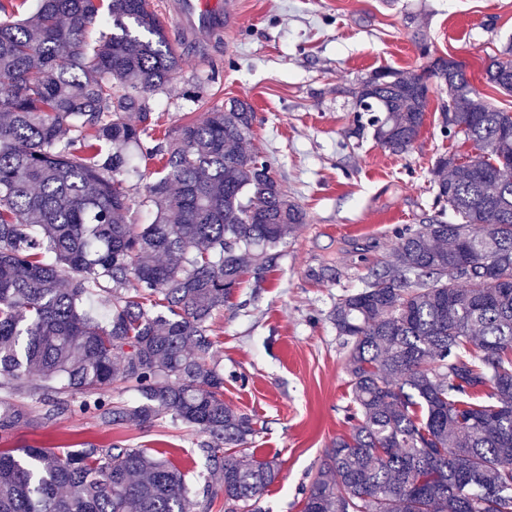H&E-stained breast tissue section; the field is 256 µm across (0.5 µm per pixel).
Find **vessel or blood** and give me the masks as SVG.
<instances>
[{
    "mask_svg": "<svg viewBox=\"0 0 512 512\" xmlns=\"http://www.w3.org/2000/svg\"><path fill=\"white\" fill-rule=\"evenodd\" d=\"M174 10L182 33L196 43V57L201 61L208 58L206 46L211 35L234 23L230 0H176Z\"/></svg>",
    "mask_w": 512,
    "mask_h": 512,
    "instance_id": "1",
    "label": "vessel or blood"
}]
</instances>
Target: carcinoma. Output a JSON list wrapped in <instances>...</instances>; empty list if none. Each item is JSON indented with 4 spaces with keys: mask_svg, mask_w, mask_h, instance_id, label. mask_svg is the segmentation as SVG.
<instances>
[{
    "mask_svg": "<svg viewBox=\"0 0 512 512\" xmlns=\"http://www.w3.org/2000/svg\"><path fill=\"white\" fill-rule=\"evenodd\" d=\"M25 2L0 0V433L31 420L17 396L47 421L169 417L206 437L217 483L203 497L261 512L279 469L250 452L254 419L224 403L208 320L243 274L264 280L306 213L271 161L245 151L246 100L153 137L150 96L195 44L177 50L150 0H38L17 13ZM484 73L512 95L511 42ZM433 81L453 108L444 134L474 152L435 160L439 211L330 312L356 411L302 486V512H512V112L444 57L376 70L350 94L375 140L403 155ZM133 150L161 164L138 198L124 182ZM135 205L150 223H126ZM96 289L112 305L105 322L85 308ZM116 382L137 403L112 401ZM193 508L185 474L152 448L0 450V512Z\"/></svg>",
    "mask_w": 512,
    "mask_h": 512,
    "instance_id": "carcinoma-1",
    "label": "carcinoma"
}]
</instances>
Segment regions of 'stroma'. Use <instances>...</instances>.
Segmentation results:
<instances>
[{
  "label": "stroma",
  "mask_w": 512,
  "mask_h": 512,
  "mask_svg": "<svg viewBox=\"0 0 512 512\" xmlns=\"http://www.w3.org/2000/svg\"><path fill=\"white\" fill-rule=\"evenodd\" d=\"M235 23L206 64L186 56L149 122L174 134L189 118L248 100L256 119L249 151L271 157L274 175L307 222L281 247L262 283L244 276L209 320L213 360L224 371V401L255 419L251 449L280 469L264 492L263 512H301L307 483L326 448L348 435L351 388L346 349L328 315L363 288L398 241L437 212L430 171L444 152L469 153L464 138L442 133L446 89L431 85L425 122L410 153L396 156L372 131L353 133L348 90L380 68L419 69L428 58L465 63L471 84L495 106L512 96L488 86V55L512 39V0H231ZM424 32L422 57L413 37ZM0 437V449L82 443L154 448L193 483L209 475L193 428L167 419L144 427L105 424L65 413Z\"/></svg>",
  "instance_id": "35a3bbf8"
}]
</instances>
